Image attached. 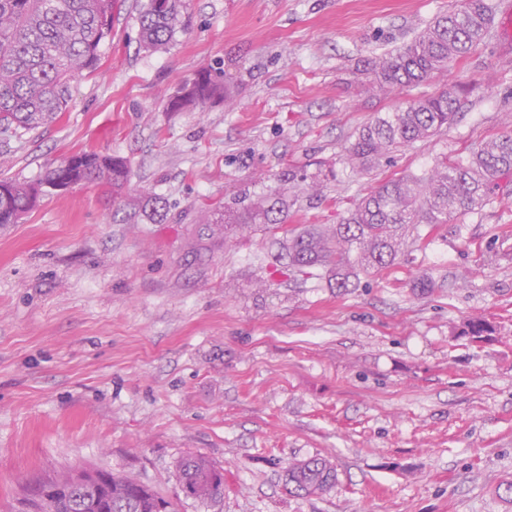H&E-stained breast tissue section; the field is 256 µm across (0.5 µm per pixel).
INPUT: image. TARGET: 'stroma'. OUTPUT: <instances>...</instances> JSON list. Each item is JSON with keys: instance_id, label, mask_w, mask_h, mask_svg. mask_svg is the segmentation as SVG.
<instances>
[{"instance_id": "35a3bbf8", "label": "stroma", "mask_w": 512, "mask_h": 512, "mask_svg": "<svg viewBox=\"0 0 512 512\" xmlns=\"http://www.w3.org/2000/svg\"><path fill=\"white\" fill-rule=\"evenodd\" d=\"M143 2L122 0L61 120L0 133V179L37 182L79 151L129 170L121 195L80 183L0 226V512H32L30 487L85 468L179 512H512V181L345 294L289 277L282 232L211 221L293 169L320 183L282 223L335 224L354 195L512 130V0H492L476 50L387 98L368 60L460 0H184L156 51ZM202 68L232 101L170 111ZM454 86L446 131L349 178L344 148L375 113ZM475 314L493 328L481 342L459 333ZM194 454L224 472L217 505L180 492ZM316 455L333 486L288 493V463Z\"/></svg>"}]
</instances>
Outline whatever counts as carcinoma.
Here are the masks:
<instances>
[{"label": "carcinoma", "instance_id": "cac0c4a2", "mask_svg": "<svg viewBox=\"0 0 512 512\" xmlns=\"http://www.w3.org/2000/svg\"><path fill=\"white\" fill-rule=\"evenodd\" d=\"M120 0H0V130L32 131L61 118L71 100V83L98 68L100 47L112 31ZM183 0H147L139 15L140 43L150 49L167 45L177 32ZM493 7L486 0L462 5L438 16L394 54L369 61L373 88L393 94L437 76L448 64L486 39ZM229 89L210 71L200 70L170 97L173 111L202 109ZM460 107V93L448 88L436 95L401 103L364 125L346 147L353 172L367 170L413 143L448 128ZM75 165L49 169L42 183L67 180L119 189L128 178L127 165L116 157L82 151ZM512 176V131L483 142L467 159L443 158L420 174L391 179L353 200L337 224H313L286 239L289 270L306 275L320 269L340 293L355 287L359 275L391 268L405 255L408 230L417 224H446L488 205L498 180ZM294 173L282 176L274 200L256 197L236 210L217 214L224 233L245 224H277V205H286ZM0 197V224H15L36 204L34 185L5 180ZM490 331L481 317L469 319L463 335L480 338ZM181 483L194 489L193 500L214 505L224 498V485L214 483L218 470L208 458L191 455L179 464ZM332 462L322 457L293 462L285 474L288 492L313 496L335 481ZM60 500L48 503L37 495L38 512H88L82 489L57 485ZM176 512L177 504L123 474L112 475L105 512Z\"/></svg>", "mask_w": 512, "mask_h": 512}]
</instances>
